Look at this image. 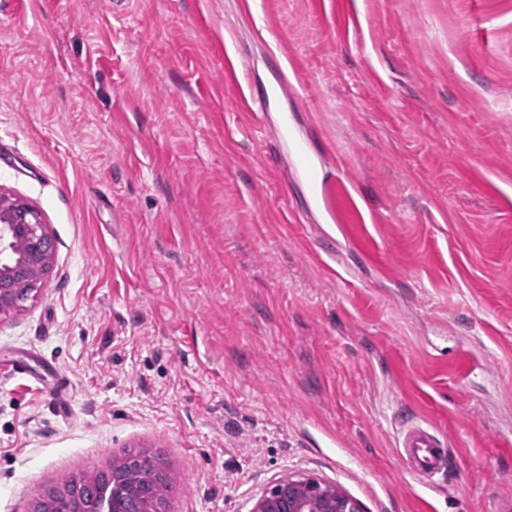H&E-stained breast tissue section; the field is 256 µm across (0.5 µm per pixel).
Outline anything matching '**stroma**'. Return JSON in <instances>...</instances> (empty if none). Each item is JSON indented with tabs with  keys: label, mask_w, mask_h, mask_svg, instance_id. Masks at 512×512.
Returning a JSON list of instances; mask_svg holds the SVG:
<instances>
[{
	"label": "stroma",
	"mask_w": 512,
	"mask_h": 512,
	"mask_svg": "<svg viewBox=\"0 0 512 512\" xmlns=\"http://www.w3.org/2000/svg\"><path fill=\"white\" fill-rule=\"evenodd\" d=\"M1 191L55 262L0 320V512L129 448L168 512L512 498V0H0ZM398 447L407 468L419 477L431 479L449 469L445 440L424 422L407 424L401 432ZM140 475V484L143 486L157 487L161 494L164 504L166 497L173 491L175 486L174 477L166 471L161 463L156 459L155 463H143L138 467ZM318 502L321 512H363L359 501L314 475L278 479L254 503L250 512H310Z\"/></svg>",
	"instance_id": "35a3bbf8"
}]
</instances>
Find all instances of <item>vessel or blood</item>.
Masks as SVG:
<instances>
[{
    "mask_svg": "<svg viewBox=\"0 0 512 512\" xmlns=\"http://www.w3.org/2000/svg\"><path fill=\"white\" fill-rule=\"evenodd\" d=\"M398 446L405 465L417 476L430 479L449 468L447 444L428 424H407L401 432Z\"/></svg>",
    "mask_w": 512,
    "mask_h": 512,
    "instance_id": "b4317fda",
    "label": "vessel or blood"
}]
</instances>
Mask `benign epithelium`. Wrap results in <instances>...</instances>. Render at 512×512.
<instances>
[{"mask_svg":"<svg viewBox=\"0 0 512 512\" xmlns=\"http://www.w3.org/2000/svg\"><path fill=\"white\" fill-rule=\"evenodd\" d=\"M0 317L17 310L40 288L42 280L31 281L37 267L47 273L53 262V243L41 212L35 207L0 193ZM317 502L321 512H363L359 501L314 475L278 479L254 503L250 512H310ZM51 512H85L80 494L65 493Z\"/></svg>","mask_w":512,"mask_h":512,"instance_id":"1","label":"benign epithelium"}]
</instances>
